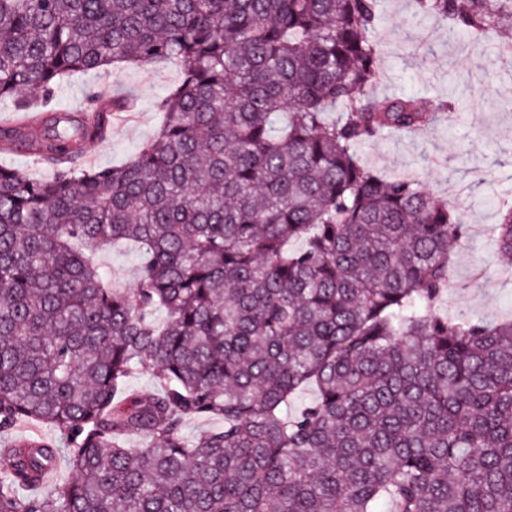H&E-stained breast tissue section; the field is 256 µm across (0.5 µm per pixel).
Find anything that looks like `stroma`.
Wrapping results in <instances>:
<instances>
[{"label": "stroma", "mask_w": 512, "mask_h": 512, "mask_svg": "<svg viewBox=\"0 0 512 512\" xmlns=\"http://www.w3.org/2000/svg\"><path fill=\"white\" fill-rule=\"evenodd\" d=\"M378 10L376 95L429 102L452 93L457 109L433 129L386 131L359 145L356 153L384 175L412 174L436 200L456 206L466 234L451 257L441 311L490 321L511 317L512 257L496 250L493 226L498 208L512 205V54L490 57L463 50L449 41L442 22L411 19L406 0H380ZM415 36L435 52L422 68L410 58ZM180 79V68L172 62L85 76V84L103 95L127 90L136 97L130 117L113 121L110 137L88 146L85 164L106 166L130 158L152 137L161 119L157 103ZM91 255L111 282L133 286L137 259L128 246L103 247Z\"/></svg>", "instance_id": "35a3bbf8"}]
</instances>
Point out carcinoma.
I'll list each match as a JSON object with an SVG mask.
<instances>
[{"label": "carcinoma", "instance_id": "carcinoma-1", "mask_svg": "<svg viewBox=\"0 0 512 512\" xmlns=\"http://www.w3.org/2000/svg\"><path fill=\"white\" fill-rule=\"evenodd\" d=\"M408 2L512 48V0ZM377 22L378 0H0V150L48 163L0 166V512H512V320L437 313L465 225L356 155L453 111L376 99ZM171 61L120 165L78 159L133 96L25 97ZM494 233L512 255L511 207ZM117 240L134 288L86 254ZM135 373L160 389L124 394ZM26 421L56 438L10 437Z\"/></svg>", "mask_w": 512, "mask_h": 512}]
</instances>
